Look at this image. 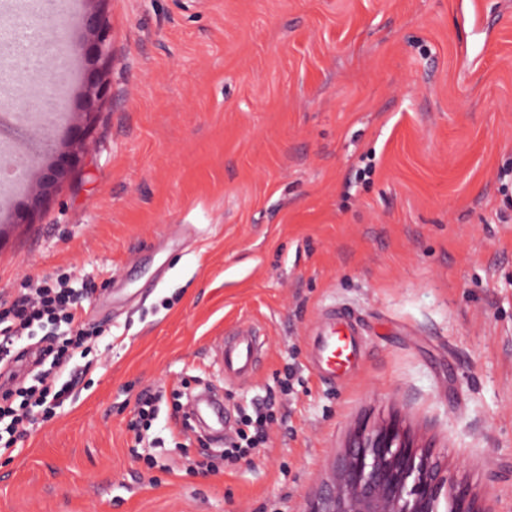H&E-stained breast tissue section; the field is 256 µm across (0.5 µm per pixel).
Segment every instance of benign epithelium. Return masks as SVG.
Here are the masks:
<instances>
[{
    "label": "benign epithelium",
    "instance_id": "1",
    "mask_svg": "<svg viewBox=\"0 0 512 512\" xmlns=\"http://www.w3.org/2000/svg\"><path fill=\"white\" fill-rule=\"evenodd\" d=\"M87 42H62L65 55L84 54L89 64L81 85L84 106L75 114V127H90L95 104L105 95L103 68L111 63L103 13L91 8L84 15ZM78 151L56 154L43 169L39 190L31 193L19 213L23 219L39 211L47 193L77 166ZM450 512H497V496L479 497L468 482L448 475L442 455L430 444L420 445L399 424L363 423L354 431L333 465V477L306 499L302 512H438L440 499Z\"/></svg>",
    "mask_w": 512,
    "mask_h": 512
}]
</instances>
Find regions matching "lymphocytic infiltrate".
Wrapping results in <instances>:
<instances>
[{"instance_id":"lymphocytic-infiltrate-1","label":"lymphocytic infiltrate","mask_w":512,"mask_h":512,"mask_svg":"<svg viewBox=\"0 0 512 512\" xmlns=\"http://www.w3.org/2000/svg\"><path fill=\"white\" fill-rule=\"evenodd\" d=\"M94 292L92 283L60 273L25 280L17 297L0 302V363L22 360L25 342L34 340L42 365L32 383L0 389V456L18 451L33 423V409H40L43 420H51L77 387L78 377H65L64 372L74 358L91 353L88 331L75 322L82 302ZM265 406V412L241 417L234 438L224 444V458H245L263 444L274 403L269 400Z\"/></svg>"}]
</instances>
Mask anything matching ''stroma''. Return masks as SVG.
<instances>
[{"instance_id": "obj_1", "label": "stroma", "mask_w": 512, "mask_h": 512, "mask_svg": "<svg viewBox=\"0 0 512 512\" xmlns=\"http://www.w3.org/2000/svg\"><path fill=\"white\" fill-rule=\"evenodd\" d=\"M106 0L107 94L81 161L30 220L39 156L0 202V301L74 270L102 362L0 457V512H298L364 422L395 420L512 512V0ZM351 311L361 362L309 363ZM260 368L211 349L245 325ZM276 399L250 459L144 390ZM350 315L331 309L309 341L312 369L325 381L346 380L358 365L361 347ZM163 399V394L151 392L149 390L143 391L137 398L138 406V419L131 423L130 430L134 432L135 445L132 451H135L139 445L144 442L143 431H148L152 425V421L160 410V404Z\"/></svg>"}]
</instances>
